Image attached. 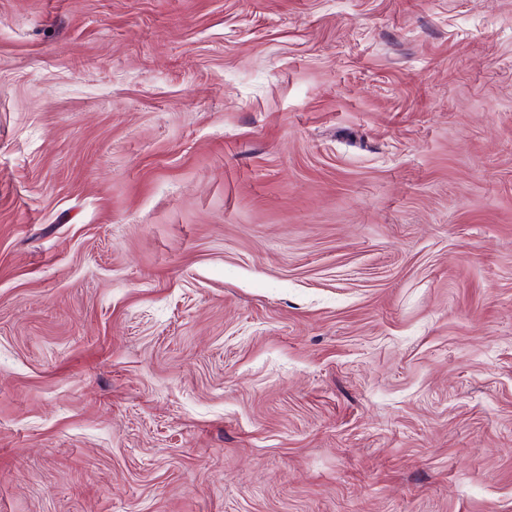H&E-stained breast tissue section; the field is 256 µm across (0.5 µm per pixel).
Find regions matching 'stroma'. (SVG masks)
<instances>
[{
    "label": "stroma",
    "mask_w": 512,
    "mask_h": 512,
    "mask_svg": "<svg viewBox=\"0 0 512 512\" xmlns=\"http://www.w3.org/2000/svg\"><path fill=\"white\" fill-rule=\"evenodd\" d=\"M0 512H512V0H0Z\"/></svg>",
    "instance_id": "35a3bbf8"
}]
</instances>
